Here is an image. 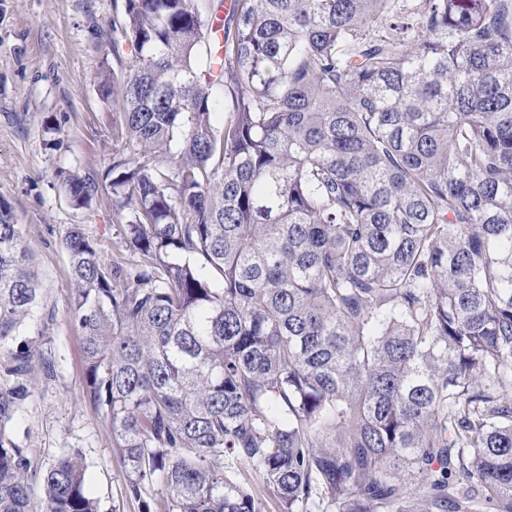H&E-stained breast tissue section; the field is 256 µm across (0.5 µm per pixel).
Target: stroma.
Wrapping results in <instances>:
<instances>
[{
	"label": "stroma",
	"mask_w": 512,
	"mask_h": 512,
	"mask_svg": "<svg viewBox=\"0 0 512 512\" xmlns=\"http://www.w3.org/2000/svg\"><path fill=\"white\" fill-rule=\"evenodd\" d=\"M122 0H0V214L19 224L38 273L42 355L54 368L37 374L15 435L44 460L76 449L86 487L103 512H140L159 485L134 497L102 415L82 397L81 334L70 321L71 286L59 241L79 224L111 261L121 246L112 194L70 205L62 190L72 172L100 179L120 143L115 111L99 73L111 72L112 18Z\"/></svg>",
	"instance_id": "obj_1"
}]
</instances>
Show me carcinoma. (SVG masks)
<instances>
[{
	"label": "carcinoma",
	"mask_w": 512,
	"mask_h": 512,
	"mask_svg": "<svg viewBox=\"0 0 512 512\" xmlns=\"http://www.w3.org/2000/svg\"><path fill=\"white\" fill-rule=\"evenodd\" d=\"M112 32L123 251L61 247L142 512H265L244 464L281 512H512V0H124ZM38 307L0 217V512H101L12 433ZM241 479L245 480L254 492L263 500L266 512H280L279 501L267 491L259 473L251 468L241 470Z\"/></svg>",
	"instance_id": "1"
}]
</instances>
